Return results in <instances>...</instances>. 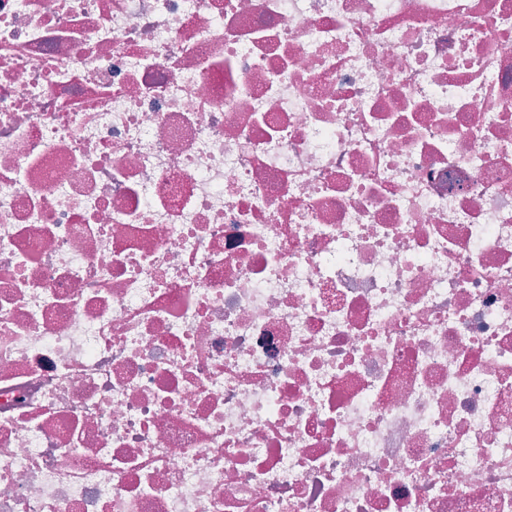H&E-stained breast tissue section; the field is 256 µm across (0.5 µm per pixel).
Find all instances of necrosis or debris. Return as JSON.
Returning a JSON list of instances; mask_svg holds the SVG:
<instances>
[{
    "label": "necrosis or debris",
    "instance_id": "obj_1",
    "mask_svg": "<svg viewBox=\"0 0 512 512\" xmlns=\"http://www.w3.org/2000/svg\"><path fill=\"white\" fill-rule=\"evenodd\" d=\"M0 512H512V0H0Z\"/></svg>",
    "mask_w": 512,
    "mask_h": 512
}]
</instances>
